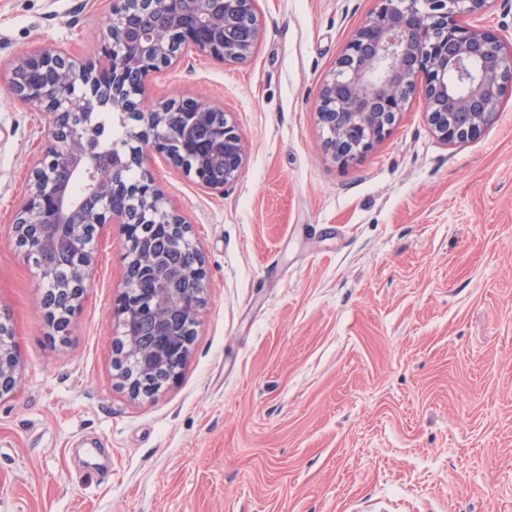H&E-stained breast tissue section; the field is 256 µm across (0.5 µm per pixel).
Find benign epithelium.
I'll return each mask as SVG.
<instances>
[{
  "label": "benign epithelium",
  "mask_w": 512,
  "mask_h": 512,
  "mask_svg": "<svg viewBox=\"0 0 512 512\" xmlns=\"http://www.w3.org/2000/svg\"><path fill=\"white\" fill-rule=\"evenodd\" d=\"M489 0H378L369 19L351 35L325 80L316 107L324 143L341 165L354 163L383 141L409 99L419 95L430 131L455 145L478 138L512 95V42L500 29L478 27L470 17ZM110 0V14L96 51L85 58L39 46L18 56L8 84L17 100L41 113L48 138L29 162L24 198L12 222L17 242L36 268L46 292L67 293L63 305L46 307L57 333L66 331L95 268L94 241L106 224L141 225L175 244L187 240L181 278L185 288H141L158 278L153 245L125 232L127 263L114 315L123 323L138 296L148 334L114 342L116 365L140 363L150 382L156 365L184 364L192 339L176 343L180 328L198 324L205 305L204 262L190 225L172 208L144 167L152 151L222 193L240 176L247 145L224 109L193 97L147 104L148 77L175 67L188 50L237 65L252 58L262 24L256 0ZM137 117L141 128L101 156L84 151L89 122L103 107ZM140 171L124 180L126 169ZM83 176L70 192L65 173ZM17 346L0 324V398L19 377Z\"/></svg>",
  "instance_id": "benign-epithelium-1"
}]
</instances>
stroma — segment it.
I'll return each mask as SVG.
<instances>
[{"instance_id": "35a3bbf8", "label": "stroma", "mask_w": 512, "mask_h": 512, "mask_svg": "<svg viewBox=\"0 0 512 512\" xmlns=\"http://www.w3.org/2000/svg\"><path fill=\"white\" fill-rule=\"evenodd\" d=\"M376 0H258L248 62L189 53L151 97H203L248 145L210 192L149 168L193 230L206 304L179 377L120 388L109 224L67 335L10 225L44 120L11 93L37 45L93 54L109 0H0V322L20 354L0 398V512H512V99L446 145L412 99L339 166L320 89Z\"/></svg>"}]
</instances>
